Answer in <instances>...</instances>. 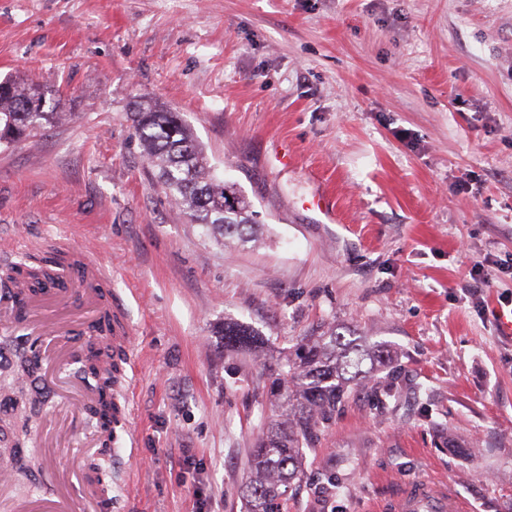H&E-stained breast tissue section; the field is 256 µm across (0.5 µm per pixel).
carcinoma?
Here are the masks:
<instances>
[{
  "label": "carcinoma",
  "instance_id": "carcinoma-1",
  "mask_svg": "<svg viewBox=\"0 0 512 512\" xmlns=\"http://www.w3.org/2000/svg\"><path fill=\"white\" fill-rule=\"evenodd\" d=\"M45 99L33 86L17 80L0 82V144L15 143L47 125L59 123L68 112L44 111ZM135 136L148 162L157 170L165 195L194 224L218 237L226 248L259 242L260 225L250 201L235 184L217 176L193 131L178 113L152 99H139L130 112ZM234 202H228L227 194ZM224 346L255 349L262 343L251 327L224 321ZM112 358V345L91 348L84 371L93 375L106 395L93 413L110 443L119 409L109 391L118 365L102 367ZM391 364L380 345L358 344L332 331L304 338L294 352L268 368L273 419L251 452L245 492L250 512H275L288 500V491L303 469L300 448H313L319 435L336 417L350 385Z\"/></svg>",
  "mask_w": 512,
  "mask_h": 512
}]
</instances>
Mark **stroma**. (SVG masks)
I'll list each match as a JSON object with an SVG mask.
<instances>
[{"label":"stroma","instance_id":"obj_1","mask_svg":"<svg viewBox=\"0 0 512 512\" xmlns=\"http://www.w3.org/2000/svg\"><path fill=\"white\" fill-rule=\"evenodd\" d=\"M7 79L70 118L0 145V242L80 245L134 336L112 512H247L264 365L333 330L393 362L305 449L283 512H379L418 479L512 512V0H0ZM144 96L252 202L259 247L224 249L163 193L127 118ZM229 319L261 353L225 348ZM97 434L37 406L0 454L29 465L0 512Z\"/></svg>","mask_w":512,"mask_h":512}]
</instances>
